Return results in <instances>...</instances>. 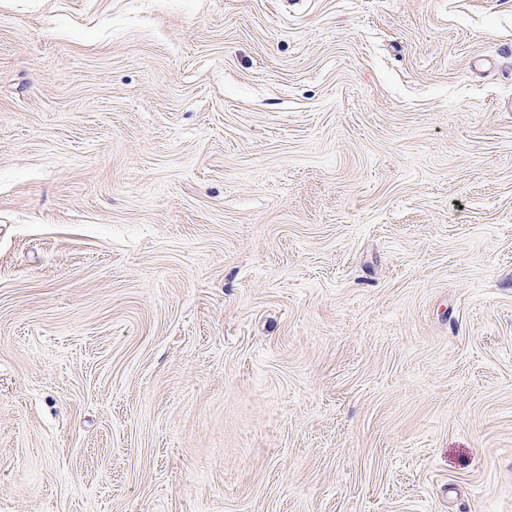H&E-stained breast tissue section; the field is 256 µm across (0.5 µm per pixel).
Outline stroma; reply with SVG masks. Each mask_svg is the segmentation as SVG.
I'll return each mask as SVG.
<instances>
[{"mask_svg": "<svg viewBox=\"0 0 512 512\" xmlns=\"http://www.w3.org/2000/svg\"><path fill=\"white\" fill-rule=\"evenodd\" d=\"M512 0H0V512H512Z\"/></svg>", "mask_w": 512, "mask_h": 512, "instance_id": "stroma-1", "label": "stroma"}]
</instances>
